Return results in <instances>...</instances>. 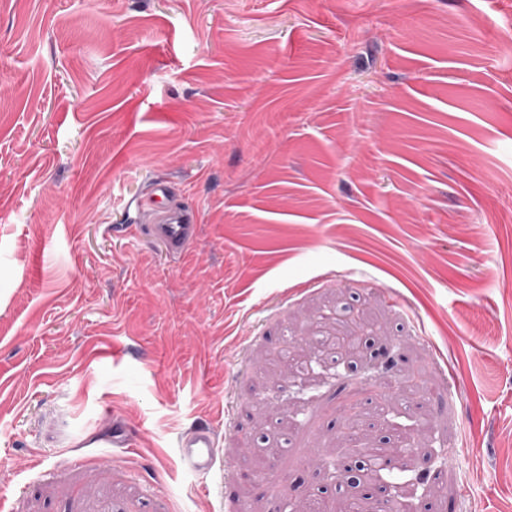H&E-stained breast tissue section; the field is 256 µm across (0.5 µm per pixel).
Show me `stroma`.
<instances>
[{
	"mask_svg": "<svg viewBox=\"0 0 512 512\" xmlns=\"http://www.w3.org/2000/svg\"><path fill=\"white\" fill-rule=\"evenodd\" d=\"M508 33L512 0H0V512L336 503L338 409L380 424L412 369L396 420L426 428L386 480L512 512ZM160 223L151 224L152 235L175 251L182 250L195 234V224H188L186 214L178 207H164ZM366 336H357L355 330L349 334H342L336 336H322L319 338L322 347H329L330 349L338 352H350L355 350ZM214 447L215 434L209 427H196L185 432L177 443L180 465L197 475L208 474L213 467Z\"/></svg>",
	"mask_w": 512,
	"mask_h": 512,
	"instance_id": "obj_1",
	"label": "stroma"
}]
</instances>
